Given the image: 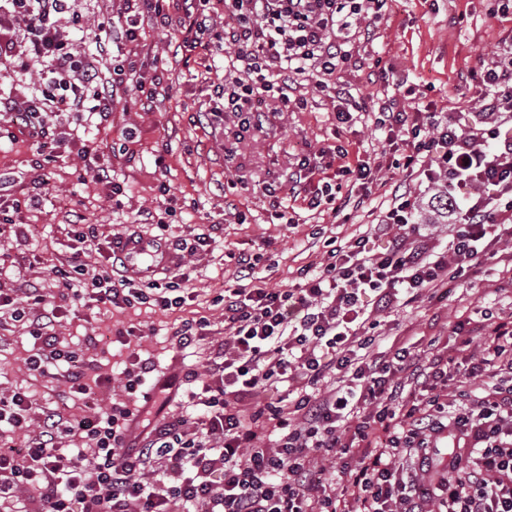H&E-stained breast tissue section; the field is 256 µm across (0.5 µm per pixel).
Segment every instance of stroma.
Here are the masks:
<instances>
[{"mask_svg": "<svg viewBox=\"0 0 512 512\" xmlns=\"http://www.w3.org/2000/svg\"><path fill=\"white\" fill-rule=\"evenodd\" d=\"M497 0H387L380 18L369 20L371 38L351 37V58L337 72L336 87L349 90L352 103L367 113L357 122L336 118L331 92L315 89L316 74L298 75L289 92L303 107L269 115L262 128L237 130L232 114L218 117L209 110L217 101L215 88L224 81V57L200 59L180 38L166 40L152 21L141 37L145 52L158 56L157 72L173 87L169 98L144 110L131 88L116 90V107L108 118L60 112L47 118L48 146L38 149L28 128L0 109V198L23 200L13 223L0 222V287L33 285L43 303L29 304L36 316L65 305L55 322L63 346L83 350L84 380L97 376L121 381L129 350L151 359L159 372L177 375L182 389L207 381L212 351L225 339L223 306L216 297L232 284L233 254L257 259L256 272L271 288L296 283L301 269L318 264L327 240L346 242L369 230L387 209L395 192L408 191L429 200L434 187L417 175L395 167L406 147V132L389 130L376 120L386 103L398 112L473 111L487 91L471 80L470 70L499 61L502 42L512 40V13L501 14ZM129 138V149L113 155V141ZM88 142L98 164L110 167L113 186L86 177L77 150ZM343 146L349 165L366 161L374 172L371 187L349 176L339 177L341 195L364 198L349 216L334 215L330 204L311 208L316 181L300 194L289 190L288 172L299 158L321 164V148ZM42 163L55 187L43 195L33 182V166ZM141 209L165 213L161 224L137 223ZM97 225L103 244L89 262L109 268L104 241L119 235H147L166 240L181 255L178 269L155 275L157 287L179 282L192 301L160 310L150 304L131 308L62 303L56 268L69 254L79 219ZM512 246L479 287H458L446 299L422 300L382 314L385 338L429 352L431 337H441L457 351L454 325L466 310L489 309L512 314ZM206 319L202 336L189 347L176 343L174 332L185 319ZM140 329L129 345L118 342L116 330ZM38 349L36 340L10 318L0 319V397L18 390L30 393L31 433H39L43 412L55 408L69 383L63 369L41 377L31 374L27 360Z\"/></svg>", "mask_w": 512, "mask_h": 512, "instance_id": "1", "label": "stroma"}]
</instances>
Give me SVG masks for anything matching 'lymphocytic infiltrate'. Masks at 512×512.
I'll return each instance as SVG.
<instances>
[{"instance_id": "lymphocytic-infiltrate-1", "label": "lymphocytic infiltrate", "mask_w": 512, "mask_h": 512, "mask_svg": "<svg viewBox=\"0 0 512 512\" xmlns=\"http://www.w3.org/2000/svg\"><path fill=\"white\" fill-rule=\"evenodd\" d=\"M193 19L180 0H122L98 19L94 51L79 52L63 30L78 22L73 0H0V65L41 62L30 100L18 104L33 138L45 139L46 112L109 117L112 90L131 86L141 104L165 94L158 76L137 68L142 19L164 37L205 52L234 50L243 69L216 88L225 111L242 125L260 122L268 106L287 110L288 81L320 70L326 89L349 58L352 21L381 16L386 0H198ZM227 14L235 27L218 28ZM110 59L107 73L99 64ZM494 94L487 120L463 129L446 120L406 127L404 168L421 167L437 192L428 205L445 218L446 252L427 247L418 201L396 195L369 232L332 248L325 262L301 271L285 288L256 283L251 254L235 258L224 288V347L211 381L188 394L163 429L146 430L152 403L169 406L174 377L130 355L126 398L81 415L49 410L31 435L27 392L0 398V512H512V317L481 314L475 342L466 321L455 332L470 353L461 367L447 348L421 357L404 345L372 353L379 314L437 297L448 284L473 285L512 242V69L481 68ZM95 227L76 233L61 272V300L82 296L114 307L154 302L182 307L185 296L147 294L128 278L90 267ZM28 292L0 290V314L27 322L41 343L31 371L47 375L64 362L68 397L91 402L84 359L61 346L51 322L27 318ZM484 387H475L477 379ZM80 447H64L67 438ZM342 462L340 482L327 476Z\"/></svg>"}]
</instances>
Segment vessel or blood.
<instances>
[{"mask_svg": "<svg viewBox=\"0 0 512 512\" xmlns=\"http://www.w3.org/2000/svg\"><path fill=\"white\" fill-rule=\"evenodd\" d=\"M112 249L122 259L127 277L136 280L154 277L179 264L178 254L161 239L122 235L113 240Z\"/></svg>", "mask_w": 512, "mask_h": 512, "instance_id": "vessel-or-blood-1", "label": "vessel or blood"}]
</instances>
